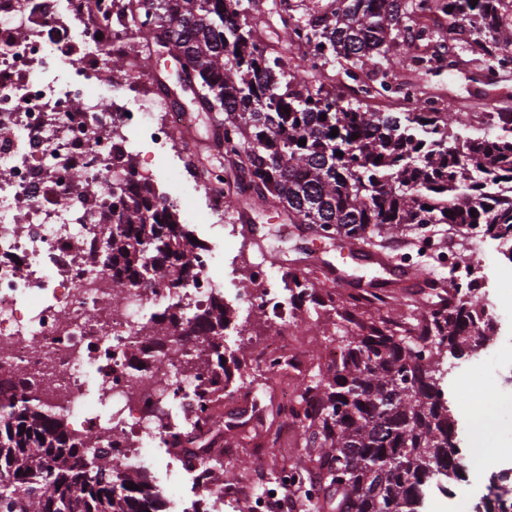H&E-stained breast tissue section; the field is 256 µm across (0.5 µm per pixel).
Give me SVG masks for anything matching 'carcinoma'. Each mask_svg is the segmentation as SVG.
<instances>
[{
    "label": "carcinoma",
    "mask_w": 512,
    "mask_h": 512,
    "mask_svg": "<svg viewBox=\"0 0 512 512\" xmlns=\"http://www.w3.org/2000/svg\"><path fill=\"white\" fill-rule=\"evenodd\" d=\"M154 2L156 24L130 31L112 67L124 70L127 57L141 55L142 41L152 53L185 59L177 106L224 113L214 141L245 160L236 187L215 176L224 202L239 209L274 202L290 224L356 241L431 224H480L492 239L512 238V199L488 195L492 185L512 181V119L451 107L373 112L369 104L392 90L396 65L421 76L441 71L433 58L400 50L402 34L428 13L469 22L463 51L472 58L461 63L493 72L512 46V0H334L329 11L299 17L290 0H280L293 19L284 24L288 50H298L292 66L255 36L242 0ZM332 63L354 82L372 73L379 87H362V97L350 99L323 83L309 88ZM491 126L499 128L493 136ZM130 176L114 169L108 185L72 174L85 193L112 195V253L93 263L112 271L115 297L136 287L180 288L203 246L191 242L151 185ZM225 314L217 298L196 315L215 335L220 366ZM358 328L342 337L329 376L305 384L290 413L304 429L306 471L319 484L306 512H422L434 477L463 478L461 460L448 448L455 421L442 360L450 346L480 347L493 319L476 302L450 296L420 311L414 324L381 317ZM19 383L34 387L17 370L0 378V394ZM8 407L0 420V512H162L143 475L92 450L37 395L27 392ZM130 483L135 488H126Z\"/></svg>",
    "instance_id": "1"
}]
</instances>
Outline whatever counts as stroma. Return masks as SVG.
I'll return each instance as SVG.
<instances>
[{"label": "stroma", "instance_id": "35a3bbf8", "mask_svg": "<svg viewBox=\"0 0 512 512\" xmlns=\"http://www.w3.org/2000/svg\"><path fill=\"white\" fill-rule=\"evenodd\" d=\"M419 24L436 30L437 38L421 41L410 32L404 38L405 45L429 55L459 54L463 34L460 29L450 28L447 16L433 13L421 18ZM424 81L438 109L452 104L465 110L478 96L488 111L512 112V72H501L474 82L469 71L445 69ZM128 136L141 165L151 171L156 191L178 198L188 209L206 210L207 190L202 182L180 175V155L207 159L214 173L223 176L230 173L227 161L212 139L208 113H192L190 126L174 130L163 151L143 130H130ZM193 233L213 250L210 273L216 280H232L238 287L245 288L249 285L253 265L263 264L276 280L284 270L296 268L308 272L315 288L335 289L342 299L336 310L330 312L310 305L295 310L292 321L296 330L287 339L290 349L304 362V371L297 376L268 372L257 365L265 345L283 337L280 322L234 313L230 325L224 329V352L238 359L239 368L232 373L236 392L222 406L226 413L242 412L247 396L260 383L276 394L295 393L301 383L317 375L319 365L326 362L325 348L339 345L342 336L352 331L353 321L367 324L386 315L398 317V300L417 294L413 288L390 287L381 268L351 259L346 249L338 247L335 236L313 234L304 225L288 223L278 209L271 206L243 212L226 209L223 220L194 225ZM417 237V232L407 231L387 240L376 239L373 247L427 268L431 281L435 282L442 277L434 261L435 252L450 243L460 249L466 245L462 235H449L447 225L439 224L431 238L432 253L420 255L415 247ZM364 290L374 293L375 301L357 310H348L344 297ZM442 388L456 422L459 447H467L477 435L484 441L483 448L464 462L466 480L462 487L471 507L475 508L480 505L493 475L505 471L512 474V410H497L492 404L498 392L512 391V361L504 364L499 358H492L483 373L467 378L460 385L452 378H444ZM302 438L299 427L279 428L266 422L254 425L250 443L266 449L268 467L276 471L298 463Z\"/></svg>", "mask_w": 512, "mask_h": 512}]
</instances>
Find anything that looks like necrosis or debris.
I'll return each instance as SVG.
<instances>
[{
	"label": "necrosis or debris",
	"instance_id": "4bbe7bcc",
	"mask_svg": "<svg viewBox=\"0 0 512 512\" xmlns=\"http://www.w3.org/2000/svg\"><path fill=\"white\" fill-rule=\"evenodd\" d=\"M127 0H0V367L38 378L39 389L73 432L111 452L120 441V469L151 473L153 449L166 446L185 423L198 421L193 443L205 458L185 457L194 496L175 512H241L233 487L215 480L220 447L206 391L224 381L210 363L211 339L186 324H157L172 305L199 313L221 295L203 249L181 288H135L112 296V273L89 262L112 223V198L92 197L73 172L100 181L113 156L127 152V130L146 128L169 144L183 112L138 96L139 59L127 60L116 93L93 83L108 57L123 52L131 25ZM82 74L57 89L41 74L59 59ZM300 282L292 294L266 288L237 291L246 310L287 321L294 297L310 298Z\"/></svg>",
	"mask_w": 512,
	"mask_h": 512
}]
</instances>
